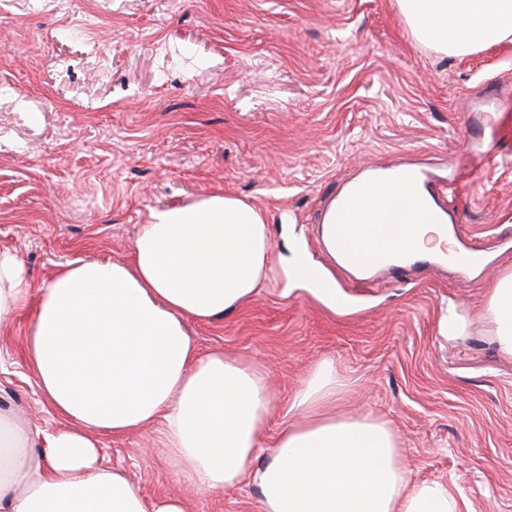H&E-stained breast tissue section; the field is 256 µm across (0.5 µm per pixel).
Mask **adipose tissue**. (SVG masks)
I'll return each instance as SVG.
<instances>
[{
    "instance_id": "1",
    "label": "adipose tissue",
    "mask_w": 512,
    "mask_h": 512,
    "mask_svg": "<svg viewBox=\"0 0 512 512\" xmlns=\"http://www.w3.org/2000/svg\"><path fill=\"white\" fill-rule=\"evenodd\" d=\"M416 39L467 56L512 39V0H398ZM265 213L226 195L152 212L126 262L76 259L33 286L18 254L0 250V328L33 306L23 354L56 417L33 427L0 414V512H187L178 496L151 500L98 438L159 429L175 473L209 492L252 477L262 512H461L440 481L415 483L387 422L336 412L345 382L319 362L294 396L271 449L267 372L203 351L186 319L242 307L274 271ZM488 334L512 355V271L483 307Z\"/></svg>"
}]
</instances>
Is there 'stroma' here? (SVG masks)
<instances>
[{
  "instance_id": "1",
  "label": "stroma",
  "mask_w": 512,
  "mask_h": 512,
  "mask_svg": "<svg viewBox=\"0 0 512 512\" xmlns=\"http://www.w3.org/2000/svg\"><path fill=\"white\" fill-rule=\"evenodd\" d=\"M492 90L512 96V42L441 55L414 39L397 0H0V249L40 285L77 258L128 260L154 210L209 193L258 205L274 254L296 240L332 298L274 280L187 328L202 350L268 371L264 446L331 358L348 381L339 411L385 420L412 480H447L462 512H512V357L481 321L440 331L449 306L481 310L512 269V148L449 201L481 268L425 266L357 288L320 225L369 170L469 173L468 141L493 133L466 114ZM33 314L0 331V410L48 427L22 353ZM101 448L147 498L261 512L253 480L217 493L179 481L155 432L105 435Z\"/></svg>"
}]
</instances>
